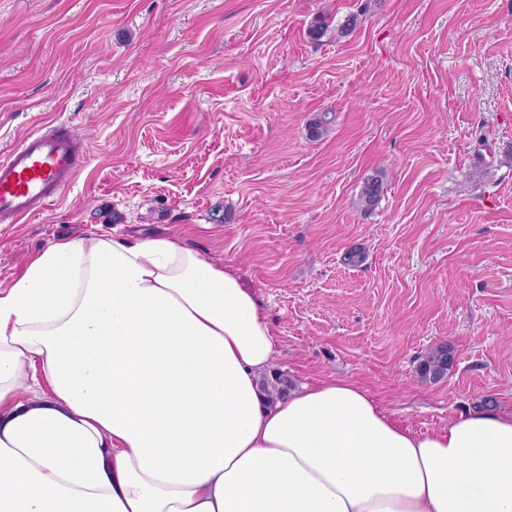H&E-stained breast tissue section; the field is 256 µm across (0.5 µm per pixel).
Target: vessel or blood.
Segmentation results:
<instances>
[{
    "instance_id": "vessel-or-blood-1",
    "label": "vessel or blood",
    "mask_w": 512,
    "mask_h": 512,
    "mask_svg": "<svg viewBox=\"0 0 512 512\" xmlns=\"http://www.w3.org/2000/svg\"><path fill=\"white\" fill-rule=\"evenodd\" d=\"M88 159L71 122L55 121L0 155V223L21 224L60 200Z\"/></svg>"
}]
</instances>
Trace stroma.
<instances>
[{
    "instance_id": "obj_1",
    "label": "stroma",
    "mask_w": 512,
    "mask_h": 512,
    "mask_svg": "<svg viewBox=\"0 0 512 512\" xmlns=\"http://www.w3.org/2000/svg\"><path fill=\"white\" fill-rule=\"evenodd\" d=\"M54 119L89 159L0 224V286L65 237L176 236L253 290L294 387L349 379L419 433L512 410V0H0V153ZM385 189V173L382 170H374L367 175L360 187L358 203L364 210H370L378 204ZM420 359L416 370L423 381H440L454 365L452 349L446 343L430 348Z\"/></svg>"
}]
</instances>
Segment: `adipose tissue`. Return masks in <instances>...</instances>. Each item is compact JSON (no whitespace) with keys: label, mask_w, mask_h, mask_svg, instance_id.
<instances>
[{"label":"adipose tissue","mask_w":512,"mask_h":512,"mask_svg":"<svg viewBox=\"0 0 512 512\" xmlns=\"http://www.w3.org/2000/svg\"><path fill=\"white\" fill-rule=\"evenodd\" d=\"M274 355L193 246L50 243L0 289V512H512V412L416 433L340 378L270 402Z\"/></svg>","instance_id":"obj_1"}]
</instances>
